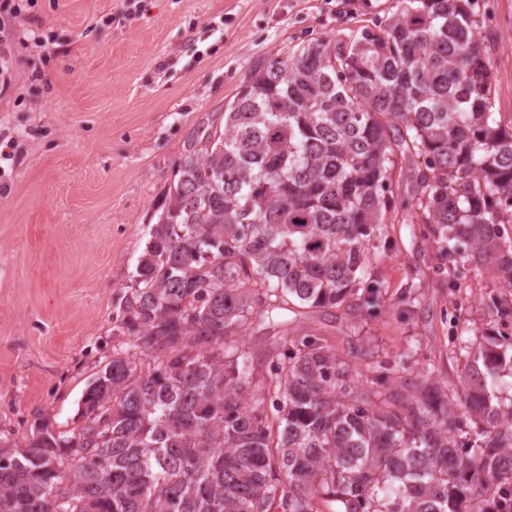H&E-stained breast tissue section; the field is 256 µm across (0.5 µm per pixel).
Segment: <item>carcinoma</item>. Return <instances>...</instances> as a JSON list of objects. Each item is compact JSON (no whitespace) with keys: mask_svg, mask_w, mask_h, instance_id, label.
<instances>
[{"mask_svg":"<svg viewBox=\"0 0 512 512\" xmlns=\"http://www.w3.org/2000/svg\"><path fill=\"white\" fill-rule=\"evenodd\" d=\"M399 2L383 28L257 66L224 126L185 148L124 301L134 340L78 433L0 439V512H512V402L490 390L512 342L436 405L384 392L388 362L356 396L347 361L286 333L256 381L239 342L256 310L378 306L371 248L397 152L410 207L512 288V127L493 112L478 0Z\"/></svg>","mask_w":512,"mask_h":512,"instance_id":"1","label":"carcinoma"}]
</instances>
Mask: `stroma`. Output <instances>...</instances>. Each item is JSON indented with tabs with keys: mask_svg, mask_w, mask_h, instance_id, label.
<instances>
[{
	"mask_svg": "<svg viewBox=\"0 0 512 512\" xmlns=\"http://www.w3.org/2000/svg\"><path fill=\"white\" fill-rule=\"evenodd\" d=\"M26 22L12 35L0 78V434L26 446L35 418L79 429L101 354L129 343L118 325L149 228L190 139L223 125L257 65L286 60L313 38L384 24L397 0H14ZM491 102L512 126V0H484ZM53 50L45 52L33 36ZM395 203L376 242L378 307L253 318L240 340L255 353L278 332L319 339L358 371L360 350L406 388L434 365L439 394L481 348L512 336V289L449 262L401 202L413 194L397 159ZM508 299L506 312L494 305Z\"/></svg>",
	"mask_w": 512,
	"mask_h": 512,
	"instance_id": "1",
	"label": "stroma"
}]
</instances>
